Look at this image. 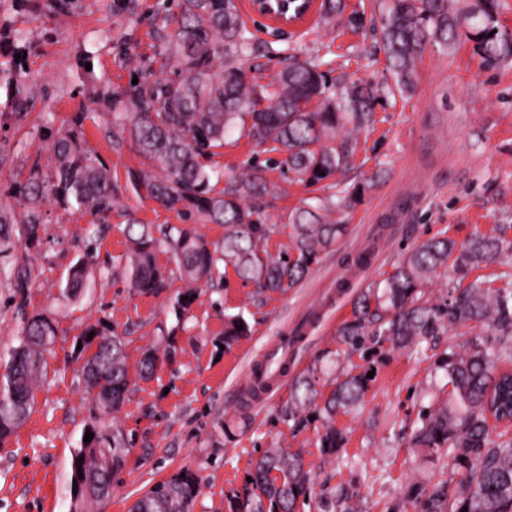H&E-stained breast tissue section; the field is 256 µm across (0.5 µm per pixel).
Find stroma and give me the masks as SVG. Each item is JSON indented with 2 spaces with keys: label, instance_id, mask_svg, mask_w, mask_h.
Listing matches in <instances>:
<instances>
[{
  "label": "stroma",
  "instance_id": "stroma-1",
  "mask_svg": "<svg viewBox=\"0 0 512 512\" xmlns=\"http://www.w3.org/2000/svg\"><path fill=\"white\" fill-rule=\"evenodd\" d=\"M157 0H130L124 15L113 16L111 0H73L56 9L52 0L32 7L16 0L0 10V42L14 33L27 38L22 77L27 107L20 114L0 116V199L17 197L36 153L47 152L44 125L69 127L76 113H86L83 137L109 166L119 187L109 227L96 246V263L108 278L77 306L59 296L55 285L66 277L84 247L90 214L44 199L40 208L41 245L30 252L13 247L7 262L28 260L39 272L29 290L28 308L54 313L59 332L48 358V375L29 418L0 445V512H68L71 459L85 426L91 423L89 397L79 375L83 356L77 346L87 326L104 322L133 325L128 351L138 360L149 345L175 337L176 361L155 377L139 382L116 421L136 444L114 482L100 512H128L130 504L160 481L189 470L202 480L194 512H225L224 495L241 485L260 450L289 441L305 448L314 469L315 493L358 484L365 512H387L403 503L410 483L423 476L440 480L441 464L415 463L404 436L422 407L433 403L429 367L448 346H465L469 333L449 331L434 338L429 354L388 350L376 361V379L363 405L338 414L336 425L347 437L353 467L322 457L317 428L291 438L279 421L293 379L316 357L336 349V332L350 318L357 294L382 283L402 256L433 237L464 242L496 225L512 224V61L484 67L474 43L461 40L442 48L428 47L417 67L411 96L380 97L374 132L361 136L355 167L363 174L384 168L382 180L344 215L346 235L324 254L310 274L286 293H274L253 304L249 286L227 273L225 283L203 291L190 305L185 328H177L169 299L181 291L170 280L156 296L130 294L118 263L129 220L142 224L195 225L209 241L223 238L221 225L179 213L139 196L127 181L128 169L141 158L132 141L116 144L103 106L93 103L96 90L126 87L134 78L132 64L147 60L156 75H170L171 66L154 62L161 20ZM240 12L258 48L251 57L253 75L267 83L282 68L281 50L293 48L300 59L325 62L331 77L361 79L376 87L391 84L382 46L380 0H348L364 12L363 29L344 23L324 24L318 11L288 27L252 14L248 0ZM129 44L131 64L116 56L114 44ZM273 154L249 138L224 146L210 163L219 171L239 170L251 162L266 163ZM270 179L285 193L269 199L267 224L273 225L271 250L289 246L284 213L303 201L327 196L322 186L289 183L271 169ZM242 314L251 333L232 349H223L225 315ZM296 342L288 367L271 392L247 402L251 385L248 363H259L267 347L287 336Z\"/></svg>",
  "mask_w": 512,
  "mask_h": 512
}]
</instances>
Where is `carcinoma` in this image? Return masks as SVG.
<instances>
[{
  "mask_svg": "<svg viewBox=\"0 0 512 512\" xmlns=\"http://www.w3.org/2000/svg\"><path fill=\"white\" fill-rule=\"evenodd\" d=\"M176 10L162 13L160 54L174 62V77L158 78L148 72L126 89L94 92L95 103L112 109V141L130 139L148 164L129 171L128 183L138 193L169 209L196 212L213 224L224 225V240L210 243L190 228L172 224L126 225L127 249L118 257L126 284L133 294L154 296L170 278L157 254L164 249L177 263V278L185 292L171 303L177 325L188 321L187 310L204 285L224 278L230 268L253 285V302L296 287L346 234L337 218L344 209L377 185L381 170L348 184L343 179L353 165L359 134L375 126L378 95L364 81H333L317 60L284 55L288 64L270 82L259 84L238 62L254 52L253 38L241 20L237 0H167ZM497 0H386L380 15L382 40L394 84L392 95L411 94L416 67L427 46H448L461 38L472 40L483 62L497 66L512 61V34L496 25ZM324 17L346 19L354 29L363 26L364 14L346 13V0H323ZM21 63L0 61V115L26 107L19 92ZM85 114L75 117L66 132L46 128L51 141L49 179L42 177V155L31 164L22 193L25 204L17 211L0 200V246L16 240L31 250L38 245L41 200L51 194L67 209L86 211L104 222L118 196L109 169L89 147L82 145L78 128ZM243 132L260 145H271L283 159L277 165L288 181L304 185L330 182L335 192L317 203H307L287 214L291 246L273 253L269 239L274 228L262 222L268 198L282 191L267 176V168L249 164L225 176L208 160ZM224 181L221 190L212 181ZM507 227L497 234L477 235L461 244L450 238H432L409 250L384 284L363 289L353 316L337 332L338 343L360 353L366 366L355 374L342 372L330 380L328 396L317 389L323 368L315 366L298 375L288 403L280 411L284 424L297 437L310 423L321 424L320 451L341 458L345 437L334 416L359 405L370 388L367 377L372 358L384 344L398 350L418 351L422 343L451 328L471 323L487 327L489 338L463 350L452 347L433 362L432 373L450 388L444 401L422 409L412 424L409 447L426 461L448 459L447 478L436 483L418 480L409 487L407 501L416 512H512V435L496 434L490 426L489 407L501 418L512 416V375L499 372L512 365V281L492 288L486 281H462L471 270L493 264L512 253ZM99 225L88 229L85 253L55 284L59 295L77 300L94 278L93 255ZM448 289L431 297L430 286L447 272ZM19 299L16 319L18 345L8 353L0 375V441L9 437L35 406L36 393L47 375L46 353L55 342L58 325L44 313L26 309L29 288L38 277L27 262L0 267ZM188 300H182V296ZM243 329H238V326ZM86 355L81 375L90 395L94 417L117 416L137 380L151 378L170 364L176 353L168 339L142 352L136 375L130 374L126 348L132 329L93 325L86 329ZM249 335L240 314L224 318V346L229 349ZM94 434L74 449L70 473L69 512H93L112 495L114 477L133 448L119 425L112 432L88 427ZM251 481L225 493L226 512H300L312 493L313 478L304 450L282 445L264 449L252 462ZM201 480L185 472L157 483L133 502L130 512H193ZM360 492L346 485L318 501L321 512H358Z\"/></svg>",
  "mask_w": 512,
  "mask_h": 512,
  "instance_id": "1",
  "label": "carcinoma"
}]
</instances>
